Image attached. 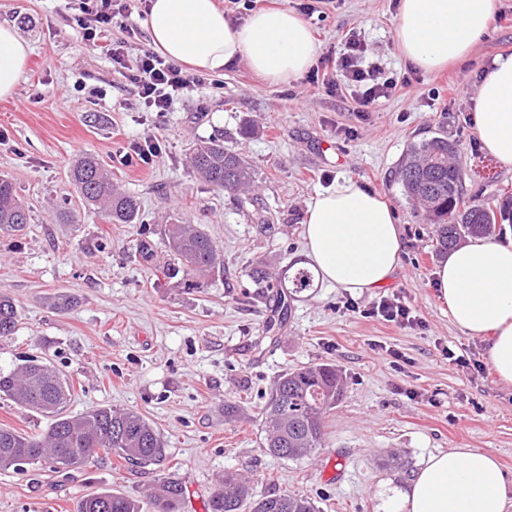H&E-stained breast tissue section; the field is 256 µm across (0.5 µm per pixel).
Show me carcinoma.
<instances>
[{"mask_svg":"<svg viewBox=\"0 0 512 512\" xmlns=\"http://www.w3.org/2000/svg\"><path fill=\"white\" fill-rule=\"evenodd\" d=\"M460 144L438 134L411 145L398 168V180L406 196L423 206L435 226L437 252L445 255L466 237L496 234V217L512 223V193L502 189L497 202L482 192L465 194L467 173L451 158ZM191 167L206 181L226 191H245L253 183L249 164L218 140L202 141L191 155ZM72 178L83 198L100 208L111 224H133L139 205L118 193L95 157L88 155L76 164ZM29 214L14 183L0 178V230L21 232ZM169 248L182 265L185 284L196 288L199 278L224 271L220 251L196 224L174 219L164 229ZM19 311L14 300L0 295V337L14 333ZM341 372L331 364L310 365L281 374L262 407L265 448L277 458L299 460L321 446L324 416L336 407L343 394ZM72 385L53 366L34 358L19 370L0 372V393L16 404L50 419L46 430L19 432L0 427V469L15 462H44L54 469L80 468L92 462L90 449L115 454L135 467L161 461L165 454L160 433L143 415L111 407L83 414L66 412ZM184 486L165 480L156 486L153 505L157 512H180ZM315 512L305 497L269 494L255 497L248 480L234 472L224 473L210 498L209 512ZM78 512H143V506L126 496L100 492L81 501Z\"/></svg>","mask_w":512,"mask_h":512,"instance_id":"cac0c4a2","label":"carcinoma"}]
</instances>
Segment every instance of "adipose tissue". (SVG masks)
Returning a JSON list of instances; mask_svg holds the SVG:
<instances>
[{
  "label": "adipose tissue",
  "instance_id": "adipose-tissue-1",
  "mask_svg": "<svg viewBox=\"0 0 512 512\" xmlns=\"http://www.w3.org/2000/svg\"><path fill=\"white\" fill-rule=\"evenodd\" d=\"M499 8V0H398L397 49L417 69L440 72L474 53ZM145 25L154 50L195 72L218 74L243 63L274 84L305 74L319 48L312 28L286 6L235 24L216 0H148ZM29 57L17 28L0 23V99L14 96ZM475 102L479 144L512 167V55L497 57L484 72ZM303 235L318 278L358 295L386 285L403 251L390 202L349 180L316 193ZM434 277L452 324L486 341V363L500 384L512 386V240L463 243ZM378 500V512H512L496 457L483 448L432 454L404 485L383 484Z\"/></svg>",
  "mask_w": 512,
  "mask_h": 512
}]
</instances>
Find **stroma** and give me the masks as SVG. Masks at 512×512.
<instances>
[{"instance_id": "1", "label": "stroma", "mask_w": 512, "mask_h": 512, "mask_svg": "<svg viewBox=\"0 0 512 512\" xmlns=\"http://www.w3.org/2000/svg\"><path fill=\"white\" fill-rule=\"evenodd\" d=\"M396 2L327 0L308 18L320 52L343 53L355 39L382 77L401 79L370 110L351 91L303 77L272 84L237 63L219 76L223 92L191 89L159 117L84 39L79 0H0V21L31 47L15 96L0 100V175L30 208L22 234L0 231V293L20 313L14 334L0 338V370L42 358L72 385L68 413L139 412L165 446L163 460L145 468L103 454L67 475L44 463L0 469V512H77L104 491L141 500L161 478L183 483L181 512H208L227 471L248 478L258 496H304L318 512H377L385 481L403 482L448 448L492 450L512 490V387L485 364V341L451 323L434 287L433 226L394 179L410 145L439 130L461 144L460 166L475 169V90L496 57L512 54V0H501L469 59L433 75L398 52ZM215 136L250 165L251 195L193 172L194 145ZM147 139L160 145L152 163H120L118 150ZM86 154L118 191L136 196L141 223H108L86 204L69 178ZM343 179L393 206L400 265L371 293L318 282L294 295L269 340L275 293L249 273L261 260L277 281L302 266L308 204ZM175 214L212 238L223 275L185 287L163 233ZM144 239L147 261L138 252ZM384 296L409 306L415 323L364 316ZM321 363L336 365L345 384L322 446L297 461L276 458L263 446L264 396L281 373ZM228 402L236 417H225Z\"/></svg>"}]
</instances>
